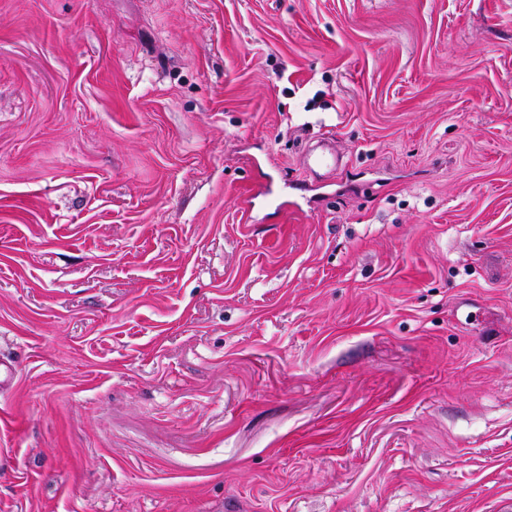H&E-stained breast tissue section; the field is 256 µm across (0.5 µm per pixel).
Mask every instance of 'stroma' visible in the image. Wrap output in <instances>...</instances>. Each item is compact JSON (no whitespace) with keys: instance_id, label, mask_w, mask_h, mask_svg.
Masks as SVG:
<instances>
[{"instance_id":"obj_1","label":"stroma","mask_w":512,"mask_h":512,"mask_svg":"<svg viewBox=\"0 0 512 512\" xmlns=\"http://www.w3.org/2000/svg\"><path fill=\"white\" fill-rule=\"evenodd\" d=\"M0 360V512H499L512 0H0ZM302 163L309 172H315L318 169L323 170V174L331 176L335 175L342 166L336 152L328 144H324L319 152H305L302 156Z\"/></svg>"}]
</instances>
